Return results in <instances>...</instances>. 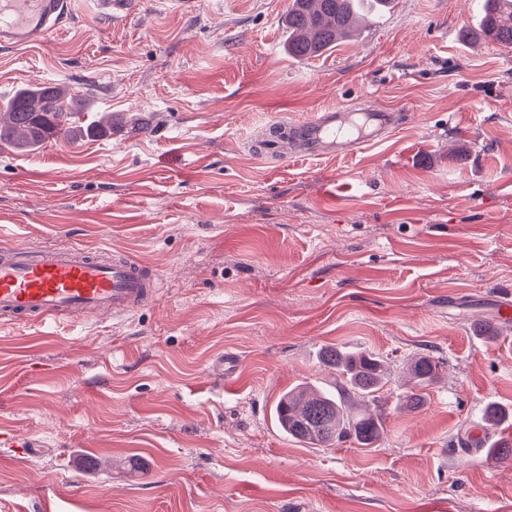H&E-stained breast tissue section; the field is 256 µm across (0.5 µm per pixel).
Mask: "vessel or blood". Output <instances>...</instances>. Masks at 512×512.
Masks as SVG:
<instances>
[{"label":"vessel or blood","instance_id":"b4317fda","mask_svg":"<svg viewBox=\"0 0 512 512\" xmlns=\"http://www.w3.org/2000/svg\"><path fill=\"white\" fill-rule=\"evenodd\" d=\"M98 15L123 20L139 0H92ZM71 0H0V47L22 49L64 26ZM398 125L396 113L345 109L321 112L310 121L272 123L269 133L288 131L301 156L348 154L381 142ZM158 278L124 254L83 252L58 245L0 246V326H42L74 316H127L152 302Z\"/></svg>","mask_w":512,"mask_h":512}]
</instances>
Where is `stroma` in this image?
<instances>
[{
  "label": "stroma",
  "instance_id": "1",
  "mask_svg": "<svg viewBox=\"0 0 512 512\" xmlns=\"http://www.w3.org/2000/svg\"><path fill=\"white\" fill-rule=\"evenodd\" d=\"M290 0H141L128 20L75 0L64 28L0 48V99L65 87L112 134L0 149L11 241L118 251L164 292L137 313L0 328V512H512V48L471 44L474 0H394L333 51L288 54ZM387 108L401 125L334 159L273 162L266 123ZM493 334V341L479 335ZM385 360L386 433L307 448L272 409L323 382L321 348ZM443 362L417 412L405 362ZM240 360L225 389L216 374Z\"/></svg>",
  "mask_w": 512,
  "mask_h": 512
}]
</instances>
